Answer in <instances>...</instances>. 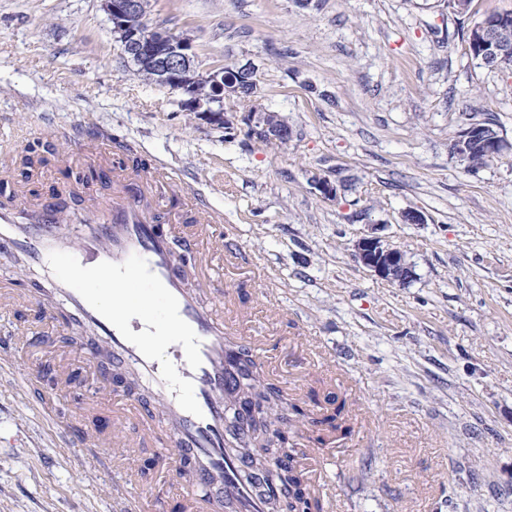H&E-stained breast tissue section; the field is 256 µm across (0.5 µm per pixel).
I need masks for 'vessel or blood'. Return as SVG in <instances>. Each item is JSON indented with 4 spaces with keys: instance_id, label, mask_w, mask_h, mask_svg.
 I'll return each mask as SVG.
<instances>
[{
    "instance_id": "1",
    "label": "vessel or blood",
    "mask_w": 512,
    "mask_h": 512,
    "mask_svg": "<svg viewBox=\"0 0 512 512\" xmlns=\"http://www.w3.org/2000/svg\"><path fill=\"white\" fill-rule=\"evenodd\" d=\"M163 171L159 165L121 174L123 186L110 208L99 222L85 225L76 246L55 214L24 225L0 207V255L41 265L43 279L29 300L39 306L45 328L57 326L51 298H63L95 332L93 340L77 344L84 358L94 360L107 348L118 373L147 382L155 407L139 405L135 411L144 439L159 450L160 470L176 469L181 459L193 470L191 480L171 485L179 512H268L267 495L247 479L245 461L224 440L234 387L227 343L256 345L253 321L231 296L218 306L206 305L187 287L181 267L187 253L207 264L223 260V218L192 192L185 205L196 213L195 223H152L138 184ZM95 272L120 286L118 308L98 303ZM38 377L37 369H27L18 384L31 392L39 410L54 411L56 400L39 391ZM132 455L130 445L118 442L102 446L84 464L124 472Z\"/></svg>"
}]
</instances>
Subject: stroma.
<instances>
[{
  "label": "stroma",
  "mask_w": 512,
  "mask_h": 512,
  "mask_svg": "<svg viewBox=\"0 0 512 512\" xmlns=\"http://www.w3.org/2000/svg\"><path fill=\"white\" fill-rule=\"evenodd\" d=\"M512 0H150L151 26L193 40L200 70L257 69L254 94L225 102L231 129L144 80L101 0H0V168L18 221L54 204L71 237L95 222L112 174L165 162L176 182L224 215L236 257L215 278L264 325L266 383L315 411L328 379L350 436L306 445L300 461L326 491L323 512H512V68L467 50L469 30ZM287 116L293 136H248L246 112ZM493 116L509 147L468 169L458 132ZM97 134L107 158L75 154ZM36 158L24 173L22 156ZM338 188L326 198L311 183ZM419 212L413 224L407 212ZM402 250L414 276L362 266L371 232ZM38 360L67 364L87 403L107 363L71 353L82 330L59 308ZM28 360L0 341V512H114V495H164L86 469L12 380Z\"/></svg>",
  "instance_id": "stroma-1"
}]
</instances>
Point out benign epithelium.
I'll list each match as a JSON object with an SVG mask.
<instances>
[{"mask_svg":"<svg viewBox=\"0 0 512 512\" xmlns=\"http://www.w3.org/2000/svg\"><path fill=\"white\" fill-rule=\"evenodd\" d=\"M111 23L112 32L120 43L124 56L143 70H148L160 85L182 92L184 106L212 123L229 129L232 121L224 110V101L248 97L257 86L256 69L250 63L226 69L221 65L202 74L196 65L197 53L192 41L151 26L147 21L149 0H102ZM472 40L481 52L476 58L496 68L512 54V13L502 12L480 24ZM245 121L262 139L285 144L291 129L284 117L276 112L253 109ZM359 262L378 277L404 283L412 278V265L405 254L381 237L371 234L360 238L355 245ZM256 461L264 464L277 457L294 455L296 449L288 444L265 447L263 436L254 443Z\"/></svg>","mask_w":512,"mask_h":512,"instance_id":"benign-epithelium-1","label":"benign epithelium"}]
</instances>
